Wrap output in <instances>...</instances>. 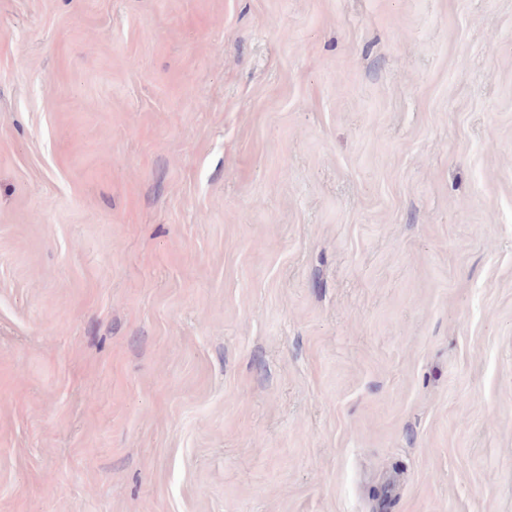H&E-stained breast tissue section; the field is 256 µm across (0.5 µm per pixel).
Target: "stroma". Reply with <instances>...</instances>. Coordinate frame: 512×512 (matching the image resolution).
Returning a JSON list of instances; mask_svg holds the SVG:
<instances>
[{"mask_svg":"<svg viewBox=\"0 0 512 512\" xmlns=\"http://www.w3.org/2000/svg\"><path fill=\"white\" fill-rule=\"evenodd\" d=\"M0 512H512V0H0Z\"/></svg>","mask_w":512,"mask_h":512,"instance_id":"stroma-1","label":"stroma"}]
</instances>
